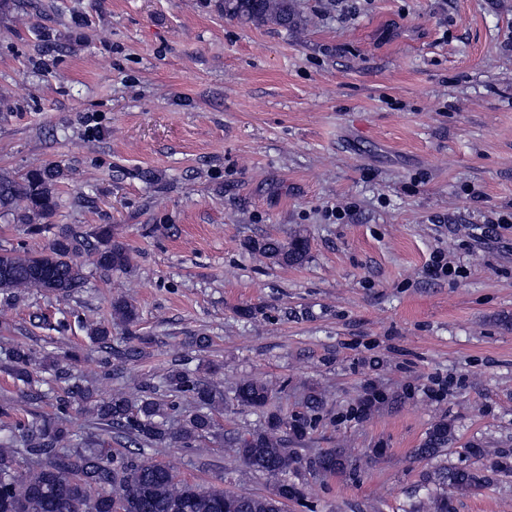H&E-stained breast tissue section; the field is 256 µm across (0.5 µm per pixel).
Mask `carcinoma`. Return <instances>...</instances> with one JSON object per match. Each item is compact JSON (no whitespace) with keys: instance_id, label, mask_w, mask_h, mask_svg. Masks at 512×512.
Here are the masks:
<instances>
[{"instance_id":"1","label":"carcinoma","mask_w":512,"mask_h":512,"mask_svg":"<svg viewBox=\"0 0 512 512\" xmlns=\"http://www.w3.org/2000/svg\"><path fill=\"white\" fill-rule=\"evenodd\" d=\"M224 15L243 23L271 22L286 30L300 28L293 0H220ZM31 15L42 12L39 0H0V13ZM67 179L61 164L34 165L16 176L0 174V214L25 224L33 234L51 222L61 206L59 188ZM258 260L299 265L308 256V240L295 236L283 243L266 237L250 244ZM105 274L131 268L128 246L117 240L109 224L84 230L76 224L58 227L40 249L0 248V293L12 300L31 291L67 299L86 281L82 257ZM112 320L94 321L70 312L81 323L90 344L101 353L98 372L74 377L53 356H37L24 344L3 351L7 369L28 388L39 383L37 370H51L67 383V398L83 404L91 424L78 433L39 413L27 421L0 426V512H283L285 502L303 496L304 477L344 474L356 469L357 459L344 448L305 457L295 445L325 410L326 398L311 392L305 411L288 415L275 406L280 390L255 379H242L232 394L213 379L216 367L201 359L194 368L176 359L155 382L144 383L133 395L123 382L124 366L137 362L153 345L150 336H130L112 347V325L129 328L139 321L137 305L125 296L112 298ZM106 381L111 392L98 395ZM48 397L46 392H20L0 403L6 414L16 404ZM259 413L263 423L233 437L235 460L255 474L275 479L267 494H246L204 487L178 478L170 467L146 453L154 448H194L216 434L218 413L228 406ZM115 439L119 447L100 439ZM456 440L452 423L436 422L414 455L424 461L448 453ZM477 468L449 467L444 479L459 493H478L512 471L499 455L479 449ZM291 474L294 481L284 480Z\"/></svg>"}]
</instances>
